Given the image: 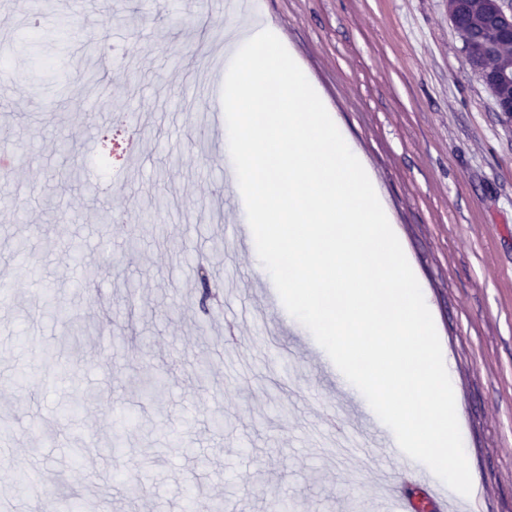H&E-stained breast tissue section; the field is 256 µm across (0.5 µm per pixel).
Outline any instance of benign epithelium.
I'll return each mask as SVG.
<instances>
[{
    "label": "benign epithelium",
    "instance_id": "benign-epithelium-1",
    "mask_svg": "<svg viewBox=\"0 0 512 512\" xmlns=\"http://www.w3.org/2000/svg\"><path fill=\"white\" fill-rule=\"evenodd\" d=\"M470 69L483 74L497 112L512 116V69H483L485 55L512 47V0H482L472 20V31L457 33Z\"/></svg>",
    "mask_w": 512,
    "mask_h": 512
}]
</instances>
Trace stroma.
<instances>
[{
	"instance_id": "35a3bbf8",
	"label": "stroma",
	"mask_w": 512,
	"mask_h": 512,
	"mask_svg": "<svg viewBox=\"0 0 512 512\" xmlns=\"http://www.w3.org/2000/svg\"><path fill=\"white\" fill-rule=\"evenodd\" d=\"M368 169L433 316L484 512H512V118L494 110L468 66L446 0H251ZM49 0L40 57L0 90V512H48L75 495L81 512H375L387 472L417 468L401 450L340 448L322 420L356 412L310 331L287 323L271 277L237 235L224 182L223 130H209L212 49L248 13L232 0ZM99 79L75 73L104 20ZM137 85L117 123L106 94ZM80 143L82 183L62 187L59 142ZM28 154L20 162V154ZM170 207L157 208L159 197ZM125 202L138 237L102 224ZM31 241L27 266L11 253ZM219 296L199 308L197 268ZM49 290L92 332L62 351L69 373L40 365L59 323L18 327L21 305ZM162 377L165 399L138 378ZM123 429L122 458L111 451ZM145 493L131 497L132 484Z\"/></svg>"
}]
</instances>
